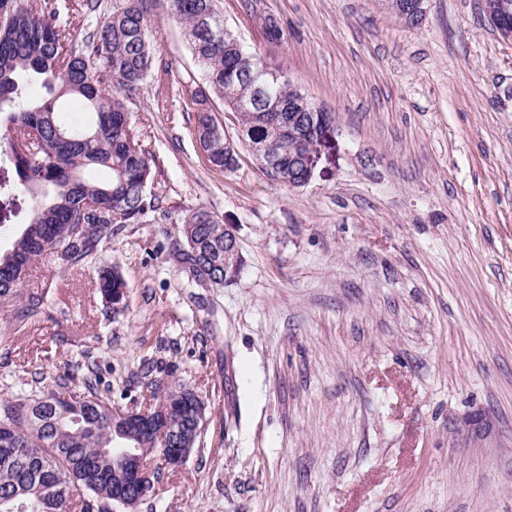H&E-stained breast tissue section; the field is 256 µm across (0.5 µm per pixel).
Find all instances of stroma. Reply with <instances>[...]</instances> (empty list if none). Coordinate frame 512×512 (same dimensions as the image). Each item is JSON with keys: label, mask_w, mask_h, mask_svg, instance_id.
Returning <instances> with one entry per match:
<instances>
[{"label": "stroma", "mask_w": 512, "mask_h": 512, "mask_svg": "<svg viewBox=\"0 0 512 512\" xmlns=\"http://www.w3.org/2000/svg\"><path fill=\"white\" fill-rule=\"evenodd\" d=\"M478 3L425 0L409 26L382 0H258L273 40L246 0H219L245 49L334 118L314 178L290 189L215 97L237 164H209L178 93L201 75L187 31L149 0L167 74L125 104L154 209L80 270H31L49 308L0 340V396L81 349L114 406L149 398L152 377L193 389L197 448L139 512H512V44ZM200 208L235 231L234 285L173 259ZM104 265L127 287L109 316Z\"/></svg>", "instance_id": "1"}]
</instances>
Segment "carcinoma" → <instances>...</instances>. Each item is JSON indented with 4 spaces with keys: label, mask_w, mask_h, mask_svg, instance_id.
Returning a JSON list of instances; mask_svg holds the SVG:
<instances>
[{
    "label": "carcinoma",
    "mask_w": 512,
    "mask_h": 512,
    "mask_svg": "<svg viewBox=\"0 0 512 512\" xmlns=\"http://www.w3.org/2000/svg\"><path fill=\"white\" fill-rule=\"evenodd\" d=\"M169 7L188 30L208 89L236 114L243 144L262 145L264 176L275 182L288 172L302 176L305 143L288 138L269 119L295 99L293 87L284 82L256 90L259 56L220 32L224 17L216 0H169ZM145 14L143 0H121L77 50L69 0H0V115L10 129L17 187L39 199L10 248L0 251V310L17 331L45 314V291L25 287L35 262L47 257L63 272L81 268L112 239L114 226L135 224L152 208L146 195L152 157L136 138L122 100L155 68ZM38 76L45 77L50 96L30 105L25 80ZM61 99L77 100L83 109L64 112ZM195 133L213 167L236 165L234 146L205 108L197 111ZM94 167L109 169L111 179L89 180L86 170ZM180 233L184 244L175 258L191 279L224 287L223 222L200 209ZM97 288L106 309L123 311L126 283L117 270H102ZM167 400L170 416L180 419L174 430L145 436L132 428L121 435L112 431L116 408L84 353L54 378L53 388L1 396L0 512H9L16 498L24 512H113L117 449L159 448L201 426L193 393L171 385Z\"/></svg>",
    "instance_id": "obj_1"
}]
</instances>
